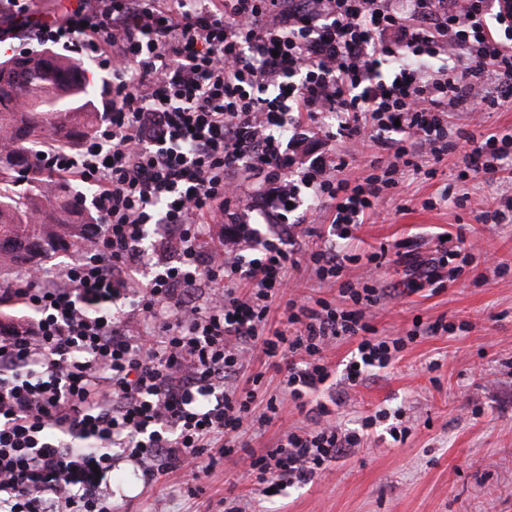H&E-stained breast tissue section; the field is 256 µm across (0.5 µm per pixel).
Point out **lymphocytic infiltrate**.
Wrapping results in <instances>:
<instances>
[{
  "label": "lymphocytic infiltrate",
  "instance_id": "lymphocytic-infiltrate-1",
  "mask_svg": "<svg viewBox=\"0 0 512 512\" xmlns=\"http://www.w3.org/2000/svg\"><path fill=\"white\" fill-rule=\"evenodd\" d=\"M1 16L37 45L97 59L112 89L88 146L39 160L90 187L94 222L53 283L33 268L10 291L29 315L0 327V512H112L119 456L148 483L163 467L200 480L210 450L263 493L322 479L375 423L342 428L314 402L333 386L329 350L353 343L351 387L448 329L416 319L379 336L367 313L385 291L345 280L337 242L403 169L442 161L449 113L512 97V0H78L55 18L0 0ZM334 122L386 152L382 177L354 185L322 157L288 177L294 150ZM465 142L467 168L493 176L512 138ZM257 177L265 239L230 210ZM306 204L332 220L302 254L283 218ZM225 213L211 241L207 221ZM302 263L347 307L289 293ZM254 356L281 376L261 409V374H242ZM287 399L312 408L309 424L241 456Z\"/></svg>",
  "mask_w": 512,
  "mask_h": 512
}]
</instances>
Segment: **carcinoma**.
Listing matches in <instances>:
<instances>
[{"mask_svg": "<svg viewBox=\"0 0 512 512\" xmlns=\"http://www.w3.org/2000/svg\"><path fill=\"white\" fill-rule=\"evenodd\" d=\"M0 70V306L25 268L50 261L79 243L93 222L69 183L43 176L37 149L50 138L71 146L96 135L94 90L75 57L42 51L8 59Z\"/></svg>", "mask_w": 512, "mask_h": 512, "instance_id": "obj_1", "label": "carcinoma"}]
</instances>
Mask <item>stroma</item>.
<instances>
[{"label":"stroma","mask_w":512,"mask_h":512,"mask_svg":"<svg viewBox=\"0 0 512 512\" xmlns=\"http://www.w3.org/2000/svg\"><path fill=\"white\" fill-rule=\"evenodd\" d=\"M473 129L466 113H450V145L437 174L406 172L388 190L381 218L340 243L361 258L383 247L428 258L439 254L443 237L461 233L474 254L495 258L477 278L463 253L452 252L449 286L427 285L373 307L382 336L396 335L416 317L445 318L448 331L408 344L391 367L372 372L333 405L349 428L386 412L370 443L336 462L329 477L274 496L235 482L229 461H219L195 494L177 473L148 485L122 462L109 478L114 512H224L232 497L243 512H512V175L490 180L466 169L464 135ZM317 156L345 161L346 175L359 182L383 172L376 151L342 133L314 135L296 160ZM492 199L504 218L488 226L476 216ZM394 422L408 427L404 441L390 437Z\"/></svg>","instance_id":"1"}]
</instances>
